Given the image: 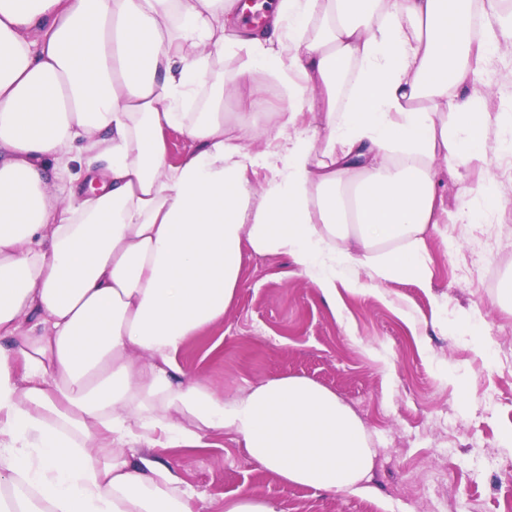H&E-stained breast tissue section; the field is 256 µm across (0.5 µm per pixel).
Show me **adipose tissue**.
Here are the masks:
<instances>
[{"label":"adipose tissue","mask_w":512,"mask_h":512,"mask_svg":"<svg viewBox=\"0 0 512 512\" xmlns=\"http://www.w3.org/2000/svg\"><path fill=\"white\" fill-rule=\"evenodd\" d=\"M478 2L277 0L251 31L237 0H0V512H197L150 451L225 431L285 483L371 493L335 393L274 377L228 400L178 356L223 320L247 247L328 296L430 283L436 162L469 169L493 133L512 154L483 82L512 9L475 34ZM237 48L287 90L273 126L242 86L198 100ZM306 112L323 137L298 131ZM171 129L194 146L176 164Z\"/></svg>","instance_id":"1"}]
</instances>
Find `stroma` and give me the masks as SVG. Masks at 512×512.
I'll return each instance as SVG.
<instances>
[{
    "label": "stroma",
    "mask_w": 512,
    "mask_h": 512,
    "mask_svg": "<svg viewBox=\"0 0 512 512\" xmlns=\"http://www.w3.org/2000/svg\"><path fill=\"white\" fill-rule=\"evenodd\" d=\"M244 70L258 92L255 122H275L285 88L252 68L247 50L216 60L210 74L229 87ZM485 80L488 109L512 113V52L487 65ZM488 173L501 202L469 222L465 190ZM438 179L450 218L427 240L430 287L371 281L330 298L291 257L247 248L223 320L179 355L186 374L228 398L280 376L335 392L368 431L373 494L283 483L228 432L210 435L207 448L155 449L200 512L246 494L278 512H445L448 502L454 512H512V260L503 258L512 250V158L491 149L485 162ZM463 318L481 324L490 356L456 332Z\"/></svg>",
    "instance_id": "35a3bbf8"
}]
</instances>
